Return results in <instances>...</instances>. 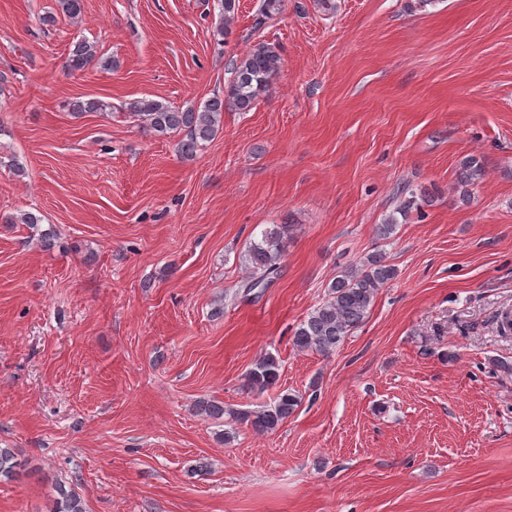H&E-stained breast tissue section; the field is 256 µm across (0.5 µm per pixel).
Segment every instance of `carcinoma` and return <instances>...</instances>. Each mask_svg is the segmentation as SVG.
<instances>
[{
    "mask_svg": "<svg viewBox=\"0 0 512 512\" xmlns=\"http://www.w3.org/2000/svg\"><path fill=\"white\" fill-rule=\"evenodd\" d=\"M59 12L73 24L84 13L83 0H56ZM221 24L217 34L226 37L231 32L238 14L239 0H221ZM282 0H261L255 14L254 26L261 27L267 19L280 12ZM281 55L276 45L258 42L245 54L232 60L231 74L224 91L213 94L202 107L179 110L152 99H139L125 104L130 116L139 122L143 131L154 136H180L175 143L179 158L191 161L205 143L212 141L224 124L227 109L247 112L268 91L280 70ZM90 67L110 70L114 62L100 53L98 44L87 38L72 42L65 68L70 73L83 72ZM74 113L110 112L112 105L98 99L73 100L68 103ZM485 170L475 157L464 161L457 185L461 192L483 179ZM396 199L400 204L394 213L385 216L377 225V236L391 238L398 225L397 215H407L411 206L428 203L431 195L418 194L409 183L397 187ZM7 224H28L38 228L42 223L39 212L25 211L8 217ZM289 224H275L266 230L261 240L249 243L242 261L249 275L242 281L239 294L245 299L259 296L281 276V260L288 247ZM397 275L385 256L376 252L363 261L350 265L330 285L328 298L318 304L295 330L292 344L301 351L326 354L335 350L346 336L366 317L380 290ZM281 364L271 353L258 358L245 376V385L252 391L264 392L274 388L280 380ZM299 406V397L289 391H280L274 401L259 410H231L224 406L204 402L200 410L213 418H229L259 433H273ZM26 461L15 448H0V481H11L22 474ZM49 512H86L81 495L69 482L57 481L54 486L52 507Z\"/></svg>",
    "mask_w": 512,
    "mask_h": 512,
    "instance_id": "obj_1",
    "label": "carcinoma"
}]
</instances>
